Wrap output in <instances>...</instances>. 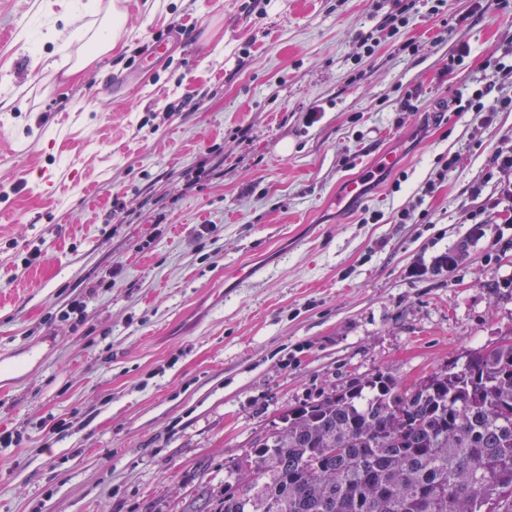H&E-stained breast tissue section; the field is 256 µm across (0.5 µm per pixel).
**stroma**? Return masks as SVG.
<instances>
[{
  "instance_id": "35a3bbf8",
  "label": "stroma",
  "mask_w": 512,
  "mask_h": 512,
  "mask_svg": "<svg viewBox=\"0 0 512 512\" xmlns=\"http://www.w3.org/2000/svg\"><path fill=\"white\" fill-rule=\"evenodd\" d=\"M114 2L131 37L76 68ZM396 3L0 0V356L40 353L0 375V512H190L289 409L512 339V223L470 222L512 111L450 107L512 96V14ZM491 92L490 85L472 90L464 100V105H461L463 97L457 99L458 109L461 112H475L476 117L481 118V122L485 124L492 120L494 112L512 108V96H501L491 100L489 98Z\"/></svg>"
}]
</instances>
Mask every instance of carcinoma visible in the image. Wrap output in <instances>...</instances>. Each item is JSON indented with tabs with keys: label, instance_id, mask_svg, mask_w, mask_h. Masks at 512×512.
<instances>
[{
	"label": "carcinoma",
	"instance_id": "cac0c4a2",
	"mask_svg": "<svg viewBox=\"0 0 512 512\" xmlns=\"http://www.w3.org/2000/svg\"><path fill=\"white\" fill-rule=\"evenodd\" d=\"M205 512H512V340L288 410Z\"/></svg>",
	"mask_w": 512,
	"mask_h": 512
}]
</instances>
